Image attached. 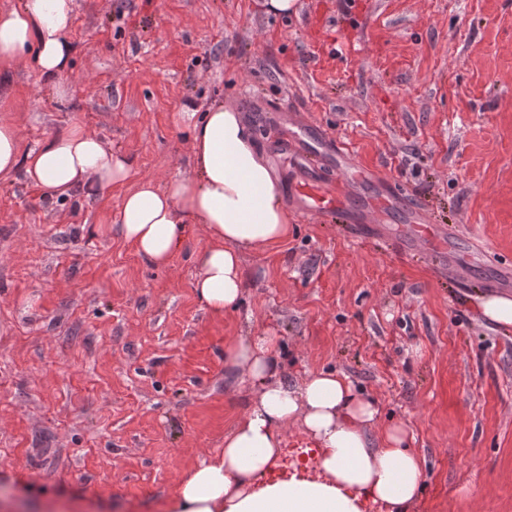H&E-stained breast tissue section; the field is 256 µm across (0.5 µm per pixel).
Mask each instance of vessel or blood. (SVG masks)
Wrapping results in <instances>:
<instances>
[{"label":"vessel or blood","mask_w":512,"mask_h":512,"mask_svg":"<svg viewBox=\"0 0 512 512\" xmlns=\"http://www.w3.org/2000/svg\"><path fill=\"white\" fill-rule=\"evenodd\" d=\"M288 123L290 134L274 141L270 150L275 161L291 157L298 161L296 167L285 173L292 208L307 214L340 213L355 225L366 224L367 214L399 209L404 213L406 226L405 236L397 245L399 252L409 253L419 242L426 243L430 252L439 256L454 251V233L431 223L422 206L398 193L378 192L368 197L361 196L358 182L350 176V150L336 143L328 132L303 125L293 117ZM311 155L320 156L330 168L335 169L336 178L327 179L303 167V160Z\"/></svg>","instance_id":"1"}]
</instances>
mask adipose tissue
Masks as SVG:
<instances>
[{"mask_svg":"<svg viewBox=\"0 0 512 512\" xmlns=\"http://www.w3.org/2000/svg\"><path fill=\"white\" fill-rule=\"evenodd\" d=\"M72 23L73 0L0 7V75L32 70L61 91L75 52ZM173 120L191 135V174L160 183L137 178L123 155L79 124L27 150L15 125L0 122V178L20 173L53 195L132 182L118 212L123 237L149 263L164 267L189 233L203 227L209 244L199 257L194 291L206 309L221 315L241 302L242 252L287 238L288 209L235 106L217 101L199 112L187 105ZM281 354L282 338L271 332L240 336L225 347V368L250 382L254 396L223 449L181 482L167 512H361L365 498L385 503L389 512H411L421 495L424 462L409 448L406 427L388 426L381 443H373L374 402L334 372L309 373L297 385L284 382ZM294 422L318 445L323 476L268 482Z\"/></svg>","mask_w":512,"mask_h":512,"instance_id":"adipose-tissue-1","label":"adipose tissue"}]
</instances>
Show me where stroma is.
Listing matches in <instances>:
<instances>
[{
    "label": "stroma",
    "mask_w": 512,
    "mask_h": 512,
    "mask_svg": "<svg viewBox=\"0 0 512 512\" xmlns=\"http://www.w3.org/2000/svg\"><path fill=\"white\" fill-rule=\"evenodd\" d=\"M74 0L76 53L56 97L0 87L24 148L74 124L137 174H190L172 116L221 100L299 115L458 236L512 263V0ZM128 184L48 197L0 180V512H165L252 397L224 348L284 339L282 376L334 371L403 423L424 460L413 512H512V326L483 286L400 255L398 212L367 239L291 212L287 240L246 251L245 291L198 301L204 230L165 267L119 232ZM480 308L488 320L504 327L512 326V297L492 294L483 297Z\"/></svg>",
    "instance_id": "1"
}]
</instances>
